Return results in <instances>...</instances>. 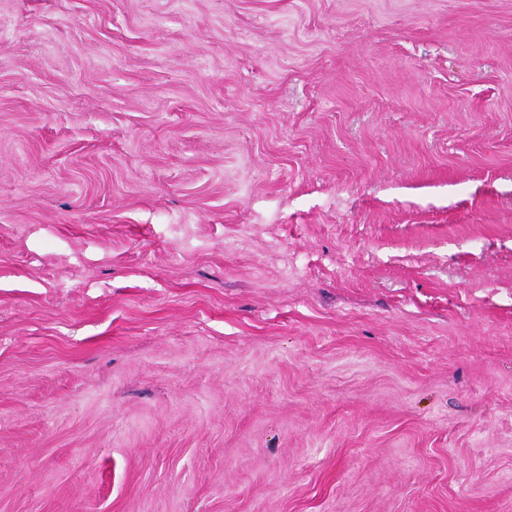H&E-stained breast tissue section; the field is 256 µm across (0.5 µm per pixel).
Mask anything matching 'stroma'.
I'll list each match as a JSON object with an SVG mask.
<instances>
[{
	"mask_svg": "<svg viewBox=\"0 0 512 512\" xmlns=\"http://www.w3.org/2000/svg\"><path fill=\"white\" fill-rule=\"evenodd\" d=\"M0 512H512V0H0Z\"/></svg>",
	"mask_w": 512,
	"mask_h": 512,
	"instance_id": "stroma-1",
	"label": "stroma"
}]
</instances>
